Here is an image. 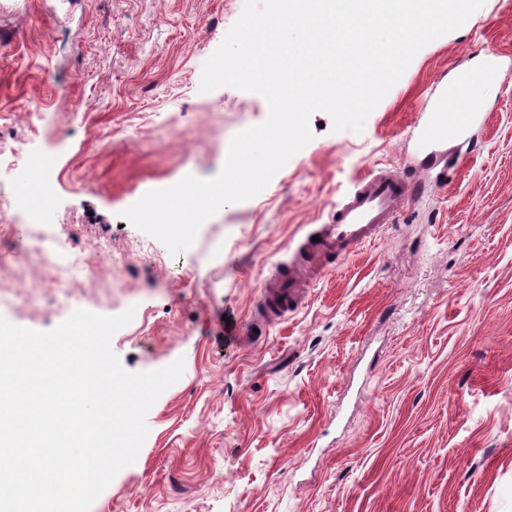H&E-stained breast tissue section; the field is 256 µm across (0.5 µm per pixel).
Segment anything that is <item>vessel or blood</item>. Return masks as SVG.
<instances>
[{
	"label": "vessel or blood",
	"instance_id": "obj_1",
	"mask_svg": "<svg viewBox=\"0 0 512 512\" xmlns=\"http://www.w3.org/2000/svg\"><path fill=\"white\" fill-rule=\"evenodd\" d=\"M494 71L493 63L482 69L461 68L456 76V96L461 112H470L468 91ZM460 126L448 116L446 105L434 108L424 130L432 147H440L458 134ZM413 183L397 171L382 168L360 178L352 192L340 201L327 224L321 225L318 238L308 241L307 259L289 265L287 272H275L265 283L263 301L255 310L258 321L272 325L302 308L307 289L326 276L332 258L350 255L359 246L374 243L385 225L393 223L406 201L414 194Z\"/></svg>",
	"mask_w": 512,
	"mask_h": 512
}]
</instances>
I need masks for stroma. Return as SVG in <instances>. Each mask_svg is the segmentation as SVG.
I'll use <instances>...</instances> for the list:
<instances>
[{
  "label": "stroma",
  "mask_w": 512,
  "mask_h": 512,
  "mask_svg": "<svg viewBox=\"0 0 512 512\" xmlns=\"http://www.w3.org/2000/svg\"><path fill=\"white\" fill-rule=\"evenodd\" d=\"M244 0H0V141L44 155L53 232L111 268L51 304L54 273L0 243V316L53 329L115 316L124 370L183 360L149 433L90 512H512V0H485L425 46L362 132L309 119L311 141L255 197L222 207L172 257L121 213L186 175H218L269 114L259 94L201 91ZM479 129L421 143L459 63ZM54 71L57 83L42 80ZM87 100L78 111L66 97ZM431 179L382 238L337 260L301 310L254 311L267 277L373 169ZM494 71V62L488 61L481 70L470 67L461 68L456 76V96L460 104V112L473 114V104L467 98V92L482 80L489 78Z\"/></svg>",
  "instance_id": "35a3bbf8"
}]
</instances>
